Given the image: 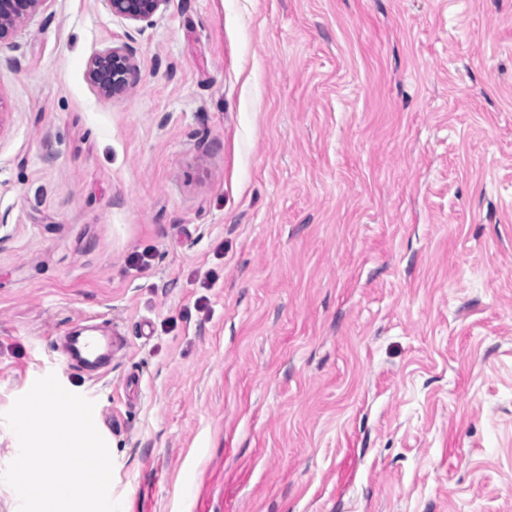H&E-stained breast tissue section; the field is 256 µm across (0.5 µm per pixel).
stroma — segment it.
Listing matches in <instances>:
<instances>
[{"label": "stroma", "instance_id": "obj_1", "mask_svg": "<svg viewBox=\"0 0 512 512\" xmlns=\"http://www.w3.org/2000/svg\"><path fill=\"white\" fill-rule=\"evenodd\" d=\"M0 101V416L94 401L132 512H512V0H44ZM113 17L132 21L147 22L168 0H103ZM134 57L135 49L130 44L106 48L90 59L88 80L105 96L124 93L131 84ZM99 335L92 325L84 332L71 333L63 346L64 359L69 366L97 371L112 360V338Z\"/></svg>", "mask_w": 512, "mask_h": 512}]
</instances>
